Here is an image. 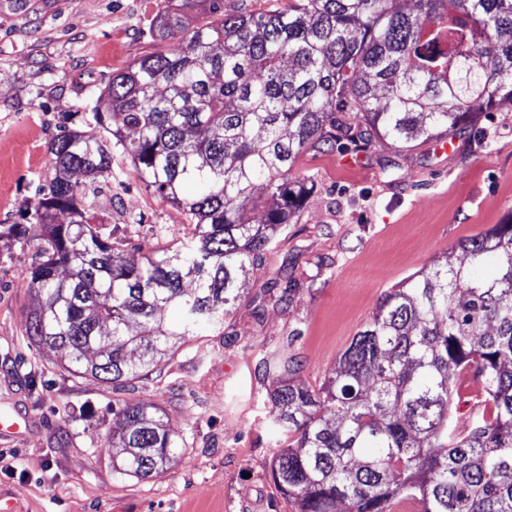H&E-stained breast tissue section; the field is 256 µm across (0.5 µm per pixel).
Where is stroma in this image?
I'll return each mask as SVG.
<instances>
[{
	"label": "stroma",
	"mask_w": 512,
	"mask_h": 512,
	"mask_svg": "<svg viewBox=\"0 0 512 512\" xmlns=\"http://www.w3.org/2000/svg\"><path fill=\"white\" fill-rule=\"evenodd\" d=\"M178 3L0 0V418L28 416L19 437L0 440V499L16 512H298L271 475L288 439L271 420L268 363L294 357L297 380L320 386L387 291L512 221V104L449 133L450 150L436 138H376L357 153L324 145L298 158L313 187L247 268L223 332L186 337L119 390L63 370L26 334L37 298L25 275L43 245L29 206L60 127L104 136L92 114L107 110L113 74L177 49L154 25ZM110 151L112 176L87 198L98 231L135 261L181 248L187 215L145 188L119 143ZM116 401L163 411L180 448L160 476L113 474Z\"/></svg>",
	"instance_id": "stroma-1"
}]
</instances>
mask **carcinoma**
Instances as JSON below:
<instances>
[{"label": "carcinoma", "mask_w": 512, "mask_h": 512, "mask_svg": "<svg viewBox=\"0 0 512 512\" xmlns=\"http://www.w3.org/2000/svg\"><path fill=\"white\" fill-rule=\"evenodd\" d=\"M207 2L215 20L193 27L160 16L157 37L180 50L112 76L118 108L95 113L146 188L188 214L182 249L126 259L84 202L111 170L107 142L67 127L51 141L26 332L63 352L74 376L122 387L152 372L170 340L224 328L239 273L309 192L298 157L351 137L338 113L366 126L359 141L408 144L512 102V0H413L410 11L404 0H288L257 15ZM460 248L468 263L388 291L319 387L295 382L292 361L275 364L271 417L291 442L272 475L300 512H391L399 497L421 512H512V221ZM464 371L482 399L461 422ZM112 414L127 450L112 471L164 473L178 442L160 410L123 401Z\"/></svg>", "instance_id": "carcinoma-1"}]
</instances>
